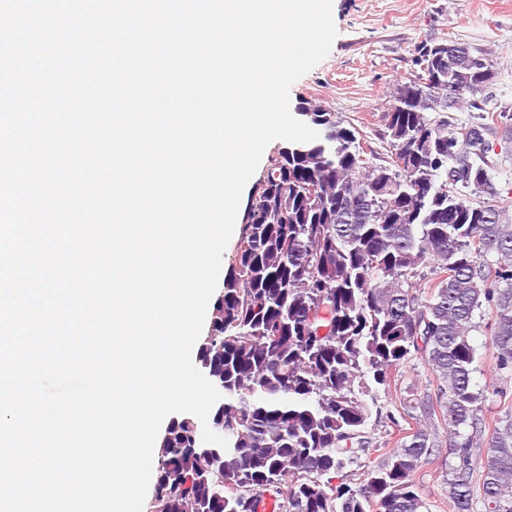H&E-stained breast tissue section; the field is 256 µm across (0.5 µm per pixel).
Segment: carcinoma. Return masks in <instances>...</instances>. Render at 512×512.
I'll use <instances>...</instances> for the list:
<instances>
[{"instance_id":"cac0c4a2","label":"carcinoma","mask_w":512,"mask_h":512,"mask_svg":"<svg viewBox=\"0 0 512 512\" xmlns=\"http://www.w3.org/2000/svg\"><path fill=\"white\" fill-rule=\"evenodd\" d=\"M422 48L384 114V164L336 113L298 102L319 138L268 157L199 338L228 448L202 447L193 415L172 419L148 512H263V493L277 512H423L414 474L439 447L437 418L454 448L452 512H512V412L483 415L470 340L488 319L497 366L512 371V216L495 204L494 144L431 117L465 105L476 127L511 136L512 110L484 114L487 56L422 71ZM413 357L436 390L406 400L415 426L353 487L344 470L370 451V405Z\"/></svg>"}]
</instances>
